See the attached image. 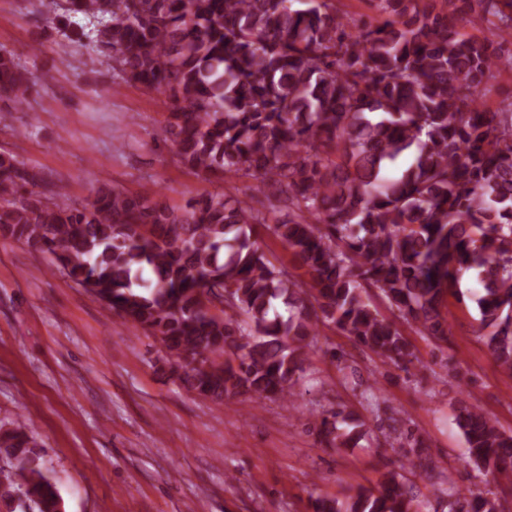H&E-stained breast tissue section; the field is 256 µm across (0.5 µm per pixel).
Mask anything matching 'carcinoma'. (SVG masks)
Listing matches in <instances>:
<instances>
[{"mask_svg":"<svg viewBox=\"0 0 512 512\" xmlns=\"http://www.w3.org/2000/svg\"><path fill=\"white\" fill-rule=\"evenodd\" d=\"M49 0L50 22L98 23L77 40L112 55V73L170 105L165 133L196 173L249 177L288 215L273 219L226 193L182 208L106 185L92 202L0 153V237L50 255L52 269L174 362L203 358L180 384L216 404L276 397L293 405L319 326L397 366L413 363L398 328L447 341V296L477 274L480 326L512 376V94L485 102L512 66V0H368L379 16L349 31L340 0ZM487 34L465 33L473 21ZM34 85L0 53V99ZM269 230L289 256L270 258ZM153 278L145 280L144 270ZM302 274H296V271ZM218 312L202 307V294ZM388 313H383L380 304ZM320 413L337 448L357 438ZM467 463L498 492L448 493V512H503L512 435L462 405ZM37 445L0 423V507L61 512ZM313 512H422L405 477L318 497Z\"/></svg>","mask_w":512,"mask_h":512,"instance_id":"cac0c4a2","label":"carcinoma"}]
</instances>
